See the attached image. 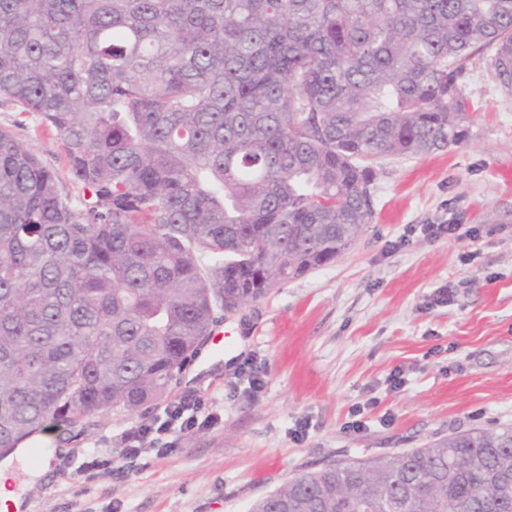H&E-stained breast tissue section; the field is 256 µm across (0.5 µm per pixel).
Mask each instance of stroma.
Listing matches in <instances>:
<instances>
[{
	"label": "stroma",
	"mask_w": 512,
	"mask_h": 512,
	"mask_svg": "<svg viewBox=\"0 0 512 512\" xmlns=\"http://www.w3.org/2000/svg\"><path fill=\"white\" fill-rule=\"evenodd\" d=\"M490 62L476 56L462 79L460 144L377 161L373 217L334 262L226 315L161 400L50 429L28 512H250L330 463L512 427V94ZM0 128L81 196L37 113L0 97ZM430 224L460 230L433 238ZM181 401L209 423L126 452V429Z\"/></svg>",
	"instance_id": "stroma-1"
}]
</instances>
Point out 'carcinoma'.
<instances>
[{
  "label": "carcinoma",
  "mask_w": 512,
  "mask_h": 512,
  "mask_svg": "<svg viewBox=\"0 0 512 512\" xmlns=\"http://www.w3.org/2000/svg\"><path fill=\"white\" fill-rule=\"evenodd\" d=\"M512 0H0V97L64 142L78 201L0 129V448L131 413L219 313L331 263L373 163L465 138L461 78ZM512 428L300 474L251 512H512Z\"/></svg>",
  "instance_id": "cac0c4a2"
}]
</instances>
